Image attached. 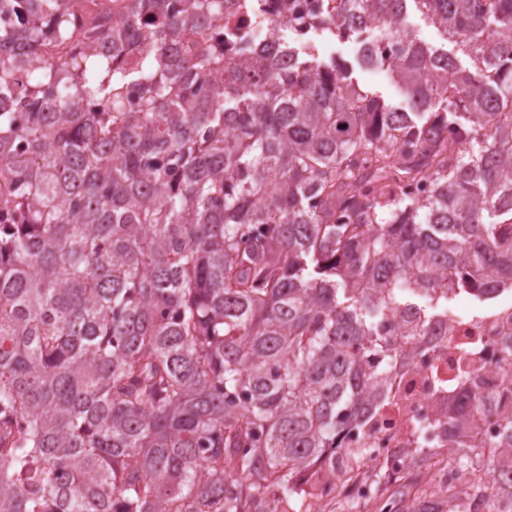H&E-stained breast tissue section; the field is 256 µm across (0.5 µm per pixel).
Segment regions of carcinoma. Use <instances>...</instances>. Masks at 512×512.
<instances>
[{
  "instance_id": "obj_1",
  "label": "carcinoma",
  "mask_w": 512,
  "mask_h": 512,
  "mask_svg": "<svg viewBox=\"0 0 512 512\" xmlns=\"http://www.w3.org/2000/svg\"><path fill=\"white\" fill-rule=\"evenodd\" d=\"M95 2L0 0V512H277L392 306L512 282V0H288L307 33L260 49L225 0ZM410 29L418 36L419 39L448 50V54L452 55L459 68L474 72L470 59L458 51V48L451 42H446L440 33L431 25H429L417 12H411L408 18ZM316 42L319 44L323 58L336 57V60L346 62L352 67L351 77L363 90L376 94L395 106L405 105V99L398 88L384 73L366 70L358 65L355 45L352 42L332 38L326 33L317 36Z\"/></svg>"
}]
</instances>
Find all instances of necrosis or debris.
Masks as SVG:
<instances>
[{
    "label": "necrosis or debris",
    "mask_w": 512,
    "mask_h": 512,
    "mask_svg": "<svg viewBox=\"0 0 512 512\" xmlns=\"http://www.w3.org/2000/svg\"><path fill=\"white\" fill-rule=\"evenodd\" d=\"M277 2L230 0L224 25L255 39L265 37L286 22ZM461 298L482 304V313H461L456 307ZM448 300V308L436 315L398 306L379 322L380 337L393 342L395 350L369 354L367 361L386 367V384L336 441L340 452L362 448L366 454L353 471L319 472L322 499H341L352 507L378 499L376 484L364 475L374 466L403 482L422 468L429 484L440 487L451 473L446 452L452 449L470 457L474 479L493 489L488 508L512 512V475L489 463L493 448L503 441L502 418L512 412V289L488 293L482 281L465 277L451 288ZM409 326L420 334L408 341L403 332ZM469 389L480 391L482 402L469 424L449 432L448 406Z\"/></svg>",
    "instance_id": "4bbe7bcc"
}]
</instances>
